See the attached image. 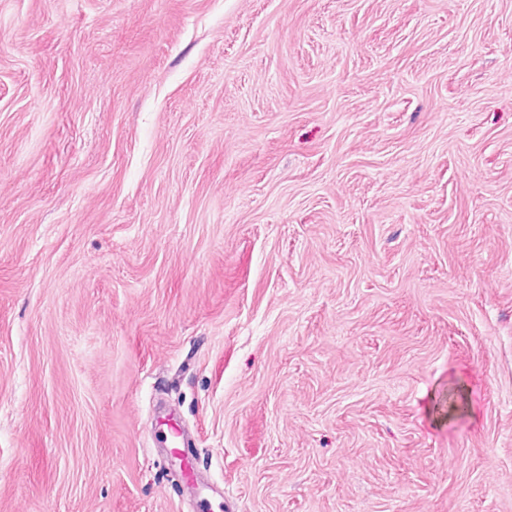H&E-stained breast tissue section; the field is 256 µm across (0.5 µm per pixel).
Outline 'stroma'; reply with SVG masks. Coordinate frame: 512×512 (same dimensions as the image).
<instances>
[{"mask_svg":"<svg viewBox=\"0 0 512 512\" xmlns=\"http://www.w3.org/2000/svg\"><path fill=\"white\" fill-rule=\"evenodd\" d=\"M0 512H512V0H0Z\"/></svg>","mask_w":512,"mask_h":512,"instance_id":"stroma-1","label":"stroma"}]
</instances>
